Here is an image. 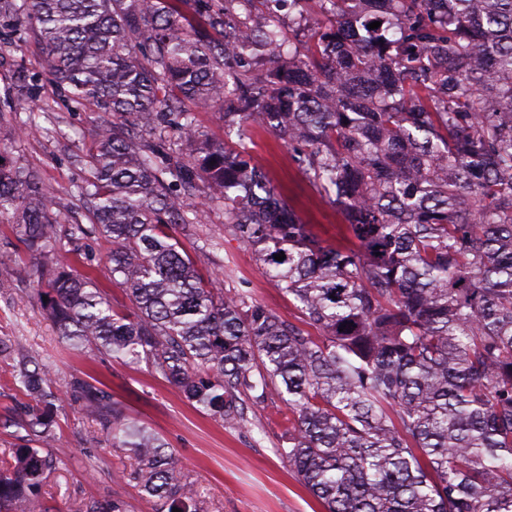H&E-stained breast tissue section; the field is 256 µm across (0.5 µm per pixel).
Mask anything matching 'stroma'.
<instances>
[{"label":"stroma","mask_w":512,"mask_h":512,"mask_svg":"<svg viewBox=\"0 0 512 512\" xmlns=\"http://www.w3.org/2000/svg\"><path fill=\"white\" fill-rule=\"evenodd\" d=\"M15 108L20 118H34L37 128L12 135L13 156L39 169L50 187L64 191L82 183L87 176L83 160L94 144L93 112L72 110L47 88L39 104L22 100ZM251 155L314 234L335 246H353L344 214L308 183L287 144L256 127ZM215 237L222 239V249L206 248V240ZM186 246L211 288L246 293L283 319L305 325V317L262 272L254 253L225 233L223 211L209 210ZM28 260L10 226L0 224V336L34 351L59 392H66L72 378L92 377L126 415L158 433L197 492V512H321L280 453L288 436L284 404L270 398L249 405L247 427L231 426L189 402L146 363L94 360L66 346L43 314L32 285L16 276ZM59 423L53 449L57 463L41 488L49 512H83L90 501L112 499L122 501L126 512H160L135 477V458L112 447L106 436L89 441L95 424L79 406L63 405Z\"/></svg>","instance_id":"35a3bbf8"}]
</instances>
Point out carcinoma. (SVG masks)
<instances>
[{
	"label": "carcinoma",
	"mask_w": 512,
	"mask_h": 512,
	"mask_svg": "<svg viewBox=\"0 0 512 512\" xmlns=\"http://www.w3.org/2000/svg\"><path fill=\"white\" fill-rule=\"evenodd\" d=\"M273 2L0 0V40H35L52 90L96 112L89 177L63 197L0 141L21 278L64 342L147 362L228 425L284 402L282 455L323 512H512V0H286V19ZM12 92L37 97V76L15 67ZM256 125L343 207L354 247L251 162ZM213 207L320 335L206 286L168 229L190 237ZM74 208L90 224L63 239ZM92 235L131 308L75 248ZM1 357L29 401L3 423L22 444L0 458V512H46L63 399L37 355L0 337ZM71 395L148 497L191 512L159 435L83 378ZM197 123L202 131L208 134L209 138L221 141L224 140V118L219 112H197Z\"/></svg>",
	"instance_id": "obj_1"
}]
</instances>
